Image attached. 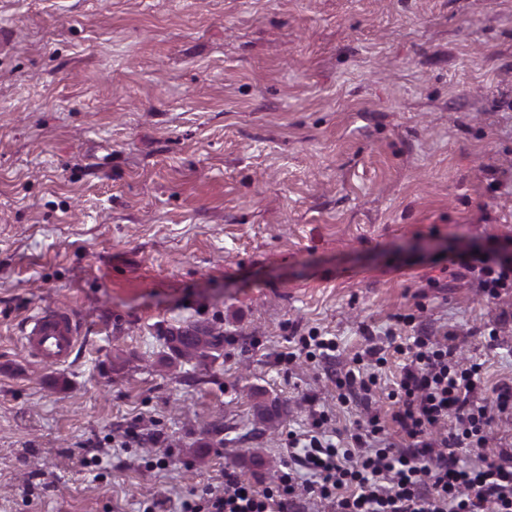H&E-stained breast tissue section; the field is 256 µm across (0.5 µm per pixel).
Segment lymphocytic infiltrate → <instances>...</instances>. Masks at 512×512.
I'll return each instance as SVG.
<instances>
[{"label":"lymphocytic infiltrate","instance_id":"f902f5d3","mask_svg":"<svg viewBox=\"0 0 512 512\" xmlns=\"http://www.w3.org/2000/svg\"><path fill=\"white\" fill-rule=\"evenodd\" d=\"M450 262L487 298L512 294L511 262L480 251ZM395 321L413 338L389 333L336 378L341 403L366 400L382 369L401 360L387 416L368 415L338 442L316 416L289 435L292 465L271 486L255 489L228 469L223 485L185 501L183 512H305L313 501L330 512H512V449L489 446L494 419L512 410V386L476 402L481 366L462 361L456 333L423 327L411 314ZM464 452L471 466L461 465Z\"/></svg>","mask_w":512,"mask_h":512}]
</instances>
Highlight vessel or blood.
Returning a JSON list of instances; mask_svg holds the SVG:
<instances>
[{
    "label": "vessel or blood",
    "instance_id": "1",
    "mask_svg": "<svg viewBox=\"0 0 512 512\" xmlns=\"http://www.w3.org/2000/svg\"><path fill=\"white\" fill-rule=\"evenodd\" d=\"M81 328L70 311L44 308L29 321L23 346L35 360L49 365L65 364L80 339Z\"/></svg>",
    "mask_w": 512,
    "mask_h": 512
}]
</instances>
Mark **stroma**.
I'll return each instance as SVG.
<instances>
[{"label": "stroma", "instance_id": "obj_1", "mask_svg": "<svg viewBox=\"0 0 512 512\" xmlns=\"http://www.w3.org/2000/svg\"><path fill=\"white\" fill-rule=\"evenodd\" d=\"M476 250L512 253V0H0V512L271 484L312 411L356 418L337 360L281 358L313 327L349 358L415 314L492 398L512 295L455 276ZM45 306L82 326L58 367L21 342ZM194 321L222 356L167 367ZM254 419L265 427H273L281 418V410L276 400L258 401L254 404Z\"/></svg>", "mask_w": 512, "mask_h": 512}]
</instances>
